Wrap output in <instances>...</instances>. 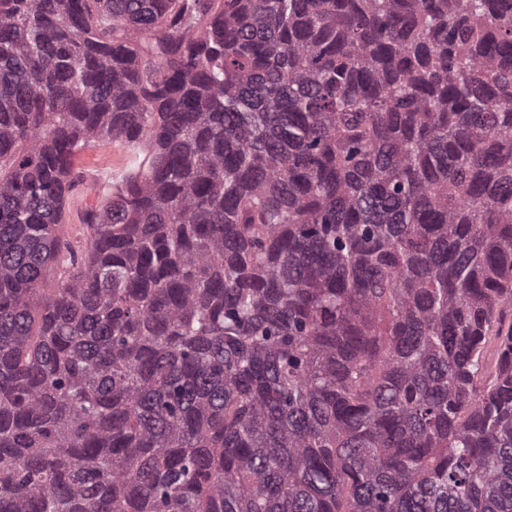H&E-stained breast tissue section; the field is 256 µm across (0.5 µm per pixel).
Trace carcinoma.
<instances>
[{"mask_svg": "<svg viewBox=\"0 0 512 512\" xmlns=\"http://www.w3.org/2000/svg\"><path fill=\"white\" fill-rule=\"evenodd\" d=\"M0 512H512V0H0ZM145 152L141 148L112 143L94 145L79 152L75 161L79 183L70 192L57 234L63 246L84 245L90 230L84 222L87 208L104 201L112 193L113 183L144 167Z\"/></svg>", "mask_w": 512, "mask_h": 512, "instance_id": "carcinoma-1", "label": "carcinoma"}]
</instances>
